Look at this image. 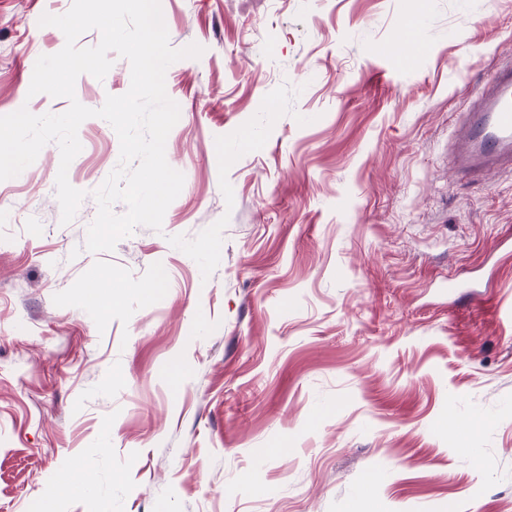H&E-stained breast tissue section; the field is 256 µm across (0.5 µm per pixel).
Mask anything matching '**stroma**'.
Wrapping results in <instances>:
<instances>
[{"label":"stroma","instance_id":"obj_1","mask_svg":"<svg viewBox=\"0 0 512 512\" xmlns=\"http://www.w3.org/2000/svg\"><path fill=\"white\" fill-rule=\"evenodd\" d=\"M71 5L0 0V116L68 109L28 90L65 45L40 17ZM161 6L171 46L203 48L165 74L184 185L161 231L85 250L120 157L98 117L70 224L57 143L0 181V512H512V168L453 158L512 65V0ZM412 16L404 68L379 49ZM130 83L117 56L75 96Z\"/></svg>","mask_w":512,"mask_h":512}]
</instances>
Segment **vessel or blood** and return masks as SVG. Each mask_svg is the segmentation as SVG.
<instances>
[{
    "label": "vessel or blood",
    "mask_w": 512,
    "mask_h": 512,
    "mask_svg": "<svg viewBox=\"0 0 512 512\" xmlns=\"http://www.w3.org/2000/svg\"><path fill=\"white\" fill-rule=\"evenodd\" d=\"M394 48L404 66L422 50L407 29L400 31ZM467 124L466 147L455 159L460 172L475 179L488 169L512 165V66L494 73Z\"/></svg>",
    "instance_id": "obj_1"
}]
</instances>
